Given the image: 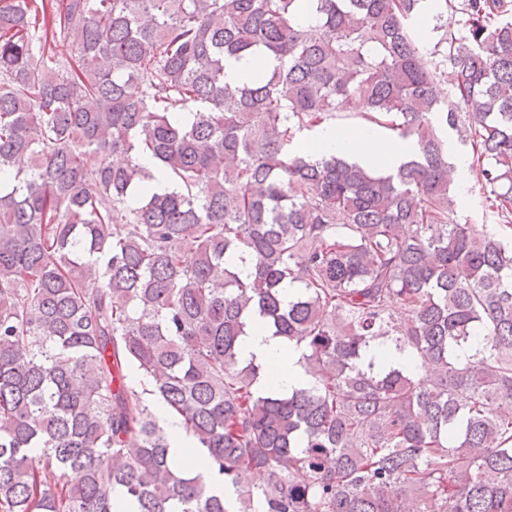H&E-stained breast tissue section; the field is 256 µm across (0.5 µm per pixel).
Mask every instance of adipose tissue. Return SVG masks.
<instances>
[{
    "label": "adipose tissue",
    "mask_w": 512,
    "mask_h": 512,
    "mask_svg": "<svg viewBox=\"0 0 512 512\" xmlns=\"http://www.w3.org/2000/svg\"><path fill=\"white\" fill-rule=\"evenodd\" d=\"M297 139L312 154L348 156L360 164L378 166L389 174L397 172L416 149L413 139H402L392 144L377 136L366 135L356 127L340 129L324 125L311 132H298ZM240 350L243 360L278 367L282 391L310 387L311 379L299 363V352L285 350L282 338L255 330L243 337Z\"/></svg>",
    "instance_id": "ef3b65f1"
}]
</instances>
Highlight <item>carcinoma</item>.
Returning <instances> with one entry per match:
<instances>
[{
	"label": "carcinoma",
	"mask_w": 512,
	"mask_h": 512,
	"mask_svg": "<svg viewBox=\"0 0 512 512\" xmlns=\"http://www.w3.org/2000/svg\"><path fill=\"white\" fill-rule=\"evenodd\" d=\"M421 2L0 0V512H512V244L451 218L439 135L511 225L512 0H434L429 51ZM359 103L396 173L292 148ZM255 320L310 388L240 358ZM434 15V6H433V0H422V5L419 13L417 14L415 18V24L417 28L424 33V35L428 36V33H430L429 38L427 40V44L424 46L425 50H429L433 47L434 43L437 40L436 33L432 31V28L429 32V29L432 24V17ZM273 64L274 61L272 58H248L239 62H230L225 67L226 79L229 82H237L248 73L258 69L272 67ZM159 411L168 422V431L171 435L169 454L171 457L180 458L187 448L192 447V439L186 434L178 419L167 416L162 408Z\"/></svg>",
	"instance_id": "obj_1"
}]
</instances>
